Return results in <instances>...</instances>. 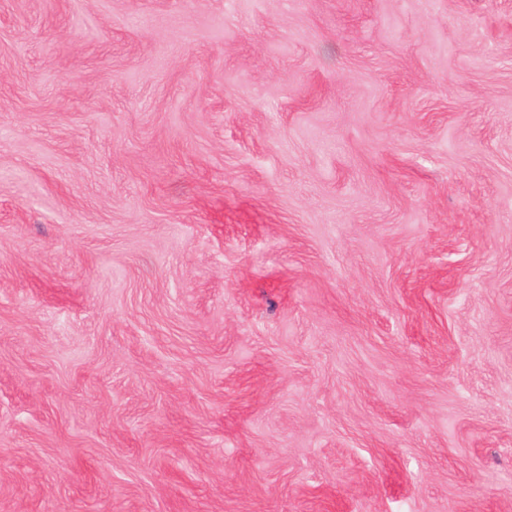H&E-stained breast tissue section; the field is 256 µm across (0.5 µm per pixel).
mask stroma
Here are the masks:
<instances>
[{
  "instance_id": "1",
  "label": "stroma",
  "mask_w": 512,
  "mask_h": 512,
  "mask_svg": "<svg viewBox=\"0 0 512 512\" xmlns=\"http://www.w3.org/2000/svg\"><path fill=\"white\" fill-rule=\"evenodd\" d=\"M0 512H512V0H0Z\"/></svg>"
}]
</instances>
